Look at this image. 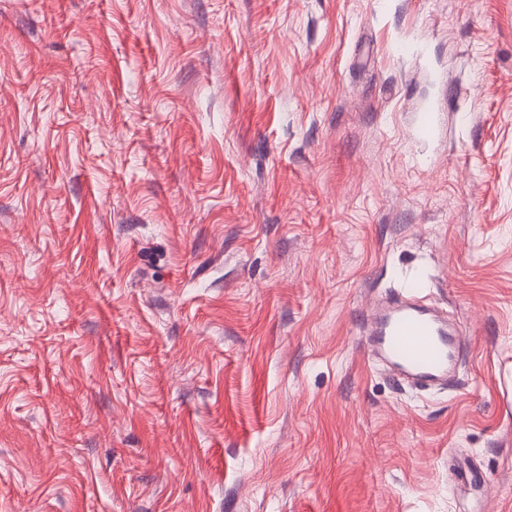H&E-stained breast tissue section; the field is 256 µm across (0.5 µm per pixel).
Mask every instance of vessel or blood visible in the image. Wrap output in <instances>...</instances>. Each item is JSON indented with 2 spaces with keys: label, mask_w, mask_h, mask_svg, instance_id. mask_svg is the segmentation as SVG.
<instances>
[{
  "label": "vessel or blood",
  "mask_w": 512,
  "mask_h": 512,
  "mask_svg": "<svg viewBox=\"0 0 512 512\" xmlns=\"http://www.w3.org/2000/svg\"><path fill=\"white\" fill-rule=\"evenodd\" d=\"M363 326L369 354L398 380L420 386L447 381L463 346L455 323L412 290L396 293L386 308L367 314Z\"/></svg>",
  "instance_id": "vessel-or-blood-1"
}]
</instances>
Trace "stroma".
<instances>
[{
    "label": "stroma",
    "mask_w": 512,
    "mask_h": 512,
    "mask_svg": "<svg viewBox=\"0 0 512 512\" xmlns=\"http://www.w3.org/2000/svg\"><path fill=\"white\" fill-rule=\"evenodd\" d=\"M0 512H512V0H0ZM363 326L367 351L398 381L438 385L457 366L463 336L415 291L396 293L386 308L368 313Z\"/></svg>",
    "instance_id": "1"
}]
</instances>
